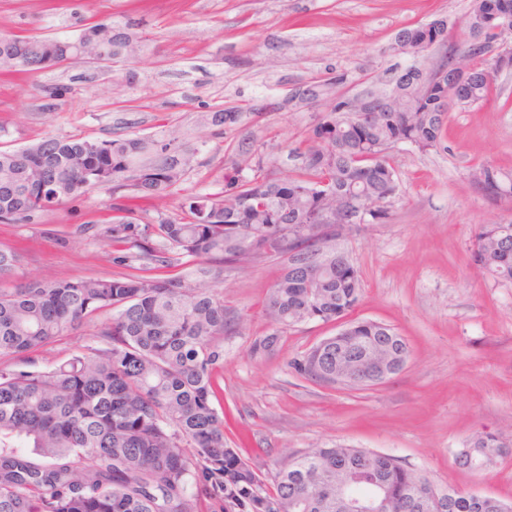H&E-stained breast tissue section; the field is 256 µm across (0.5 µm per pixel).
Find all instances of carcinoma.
Masks as SVG:
<instances>
[{
  "instance_id": "cac0c4a2",
  "label": "carcinoma",
  "mask_w": 512,
  "mask_h": 512,
  "mask_svg": "<svg viewBox=\"0 0 512 512\" xmlns=\"http://www.w3.org/2000/svg\"><path fill=\"white\" fill-rule=\"evenodd\" d=\"M491 7L472 0L464 26L472 49L469 59L487 56L498 38L480 24ZM103 22H93L74 39L0 35L5 52L18 59L5 67L34 72L51 50L77 58V47L91 40ZM409 39L390 44L411 68L422 43L448 42V28L430 23L404 29ZM400 65L377 74L367 98L338 92L347 76H330L310 99L330 98L318 113L311 135L288 147L294 169L273 176L276 160L258 150L241 151L224 174V194L194 196L181 204L188 219L158 218L150 234L135 239L141 257L165 265L152 237L175 254L246 271L273 256H288V266L269 289L265 311L271 333L256 339L255 357L274 353L283 329L307 321L331 322L357 305L361 278L351 263L336 268V239L345 224H324L322 213L336 199L363 209L361 224H382L383 204L398 191L390 151L409 144L420 151L442 145L447 108H466L487 100L492 82L486 69L470 66L459 84L427 75L428 91L414 90L388 102ZM367 107L363 119L356 109ZM243 118L241 112L202 115V125L220 126ZM147 149L131 134L112 141L47 137L37 145L0 152V217L23 223L55 203L90 190L117 193L129 188L130 203L113 207L112 242L125 243L140 221L134 201L161 200L181 180L176 159L142 165L126 173ZM41 168L58 193H21L16 185ZM252 175L246 176L244 170ZM474 180L497 201L494 186L512 175L490 165ZM132 183H127V180ZM321 226L312 237L309 228ZM476 267L497 281L512 282V221L482 227L472 249ZM16 254L0 250V282L16 276ZM193 284L181 277L135 273L80 279H30L0 289V358L15 361L0 368V512H198L201 498L222 504L224 512H350L353 495L365 502L385 495L382 512H436L424 507L429 479L398 459L369 456L362 448H309L281 461L274 490L264 488L260 470L224 442V417L213 405L214 372L224 359L216 339L224 335V296L217 283L202 284L211 269L199 265ZM110 310L112 317L95 332L100 344L86 345L61 363L39 369L30 351L69 329ZM410 355L394 328L364 322L351 335L331 340L291 362L301 375L332 383L336 363L363 370L372 357L397 363ZM481 451L470 469L481 471L512 447L491 431L473 436ZM447 512H484L468 491L448 488Z\"/></svg>"
}]
</instances>
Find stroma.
Here are the masks:
<instances>
[{
  "label": "stroma",
  "mask_w": 512,
  "mask_h": 512,
  "mask_svg": "<svg viewBox=\"0 0 512 512\" xmlns=\"http://www.w3.org/2000/svg\"><path fill=\"white\" fill-rule=\"evenodd\" d=\"M471 0H0V34L74 38L109 20L132 55L111 65L77 62L18 73L0 68V150L48 136L105 141L135 133L188 157L163 203L143 201L144 221L182 218L192 195L224 192L239 149L264 145L278 176L291 174L284 148L306 139L324 98L297 92L348 72L347 94L368 87L394 64L387 52L403 28L443 17L449 47L462 48ZM48 87L63 88L57 99ZM207 112H246L249 120L204 126ZM399 192L386 223L363 224L340 240L362 291L349 320L395 328L410 345L405 369L363 390L319 383L288 363L336 335L333 322L288 327L277 351L250 347L272 327L269 288L288 264L275 256L247 272L220 269L226 325L224 359L213 403L224 414V440L242 458L275 470L308 448L344 445L390 455L455 487L512 501V458L482 472L458 465L472 436L487 429L512 442V283L484 275L471 261L478 229L512 221V203L489 201L471 173L488 164L512 174V71L494 79L485 103L452 108L441 147L396 148ZM115 196L92 191L27 223L0 222V249L19 258L17 277L75 279L116 273L112 263ZM98 314L28 358L46 367L91 343Z\"/></svg>",
  "instance_id": "obj_1"
}]
</instances>
